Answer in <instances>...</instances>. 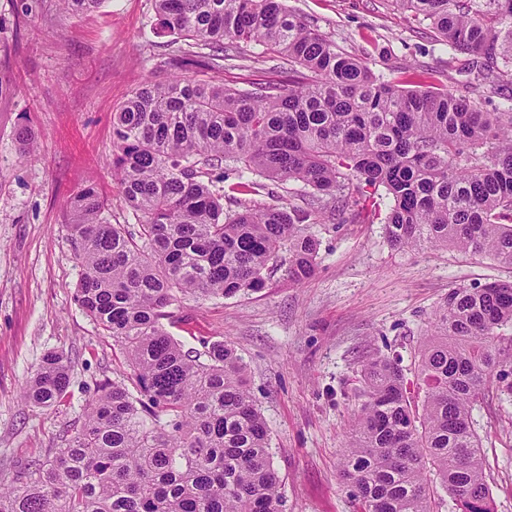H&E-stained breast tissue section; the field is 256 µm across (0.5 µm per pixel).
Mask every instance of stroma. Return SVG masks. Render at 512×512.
<instances>
[{
	"label": "stroma",
	"instance_id": "obj_1",
	"mask_svg": "<svg viewBox=\"0 0 512 512\" xmlns=\"http://www.w3.org/2000/svg\"><path fill=\"white\" fill-rule=\"evenodd\" d=\"M345 52L374 71L404 72L408 87L461 88L463 54L436 40L428 22L390 0H286ZM154 0H103L89 15L60 0H0V481L45 462L83 421L100 384L128 366L75 300L81 268L67 203L97 186L112 199L111 223L138 230L112 178V114L144 82L173 73L170 36L157 31ZM280 54L254 46L225 61L226 86L284 81ZM37 151L20 156V127ZM315 275L303 284L270 272L257 293L175 302L167 330L184 349L231 344L247 364L284 479L283 512H356L341 477L355 402L369 355H410L451 289L512 281V268L454 249H392L381 221L314 224ZM71 366L68 395L34 408L20 392L47 351ZM494 512H512V401L474 410Z\"/></svg>",
	"mask_w": 512,
	"mask_h": 512
}]
</instances>
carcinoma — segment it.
Returning <instances> with one entry per match:
<instances>
[{"label":"carcinoma","mask_w":512,"mask_h":512,"mask_svg":"<svg viewBox=\"0 0 512 512\" xmlns=\"http://www.w3.org/2000/svg\"><path fill=\"white\" fill-rule=\"evenodd\" d=\"M84 14L102 0H61ZM163 33L192 40L169 62L206 79L146 82L112 113V171L139 238L105 216L93 185L69 200L81 267L76 300L121 347L130 372L99 387L66 446L8 484L0 512H281L266 421L247 364L222 341L206 360L166 332L180 295L233 298L317 268L309 224H359L386 207L398 250L424 245L512 267V0H389L472 56L460 91L412 90L375 74L284 0H154ZM266 45L307 75L224 85L230 52ZM495 96L484 109L472 97ZM231 195L218 186L228 179ZM297 182L302 204L251 205L257 179ZM237 206L224 208V201ZM512 282L454 288L402 366L361 365L342 477L358 512H493L472 412L512 397ZM47 352L23 390L34 407L67 394Z\"/></svg>","instance_id":"cac0c4a2"}]
</instances>
